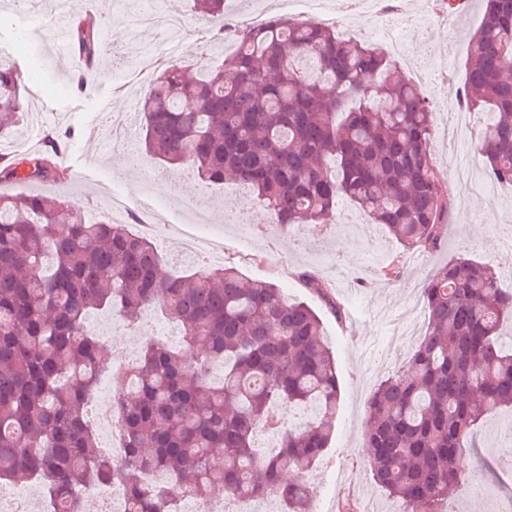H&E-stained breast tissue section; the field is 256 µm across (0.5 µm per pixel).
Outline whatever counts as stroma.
Instances as JSON below:
<instances>
[{"label":"stroma","instance_id":"35a3bbf8","mask_svg":"<svg viewBox=\"0 0 512 512\" xmlns=\"http://www.w3.org/2000/svg\"><path fill=\"white\" fill-rule=\"evenodd\" d=\"M142 8L143 0H102L105 51L95 60L94 81L80 90L74 64L56 43V0H30L22 7L16 0H0V49L9 51L24 75L28 101L26 121L0 143V151L30 158L43 150L48 130L68 128L73 133L63 162L69 173L65 182H0V193L63 195L84 210L111 211L114 222L134 223L137 234L157 246L162 271L169 275L191 265L181 254L184 233L194 225H207L227 248L225 264L247 278L274 282L286 298L312 306L323 320L340 380L330 446L307 474L314 497L334 502L356 492L370 493L387 512H399L400 502L372 479L363 433L375 384L404 365L415 344L390 341V328L379 325L375 315L388 311L423 316L421 289L451 259L470 258L500 273L512 267V248L503 246L512 239V197L482 188L488 177L476 143L483 114L470 113L469 124L455 137L444 136L439 128L434 131L435 170L453 196L437 251L401 249L382 226L344 199L338 200L329 223L314 230L296 227L285 235L261 223L262 210L246 185L228 181L219 186L183 175L151 158L138 138L111 143L104 116L125 119L170 51L162 29L140 25ZM153 9L183 19L179 59L195 60L203 49L224 56L223 41L191 10L189 0H153ZM482 18V0H464L449 14L435 12L433 0H404L396 18L355 13L347 16L339 33L379 49L399 38L405 57L395 60V68L435 91L446 84L463 85L469 38ZM393 256L402 267L396 281L382 274ZM303 272L341 303L342 316H335L303 285ZM477 443L476 453L464 458V471L471 483L490 486L491 492L475 498L460 490L449 503L451 512H512V471L500 467L512 460V410H501L481 424Z\"/></svg>","mask_w":512,"mask_h":512}]
</instances>
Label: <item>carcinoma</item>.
<instances>
[{"mask_svg":"<svg viewBox=\"0 0 512 512\" xmlns=\"http://www.w3.org/2000/svg\"><path fill=\"white\" fill-rule=\"evenodd\" d=\"M226 0H192L224 38ZM99 13L77 25L80 50L103 52ZM215 69L167 64L142 93L149 155L222 185H248L272 223L316 226L345 197L405 250L441 246L451 198L430 150L436 112L411 79L391 72L365 40L336 27L279 17L234 31ZM461 105L491 115L477 151L488 178L512 185V0H485L471 39ZM25 87L0 57V137L23 121ZM51 155L0 166L3 182H60ZM80 205L42 194H0V485L35 483L53 512H84L76 487L122 481L128 512H178L177 499L143 480L158 472L198 499L224 486L240 499L279 498L282 512H312L305 474L328 448L340 400L321 317L269 281L232 266L159 276L145 237L91 221ZM305 287L336 316L317 279ZM488 264L457 257L421 290L427 326L402 369L375 388L363 445L373 481L402 512H448L467 474L459 456L477 428L512 407V290ZM94 310L134 330L158 311L182 346L148 340L112 396L123 455L98 446L86 405L106 345L86 331ZM273 437L270 448L259 434Z\"/></svg>","mask_w":512,"mask_h":512,"instance_id":"carcinoma-1","label":"carcinoma"}]
</instances>
